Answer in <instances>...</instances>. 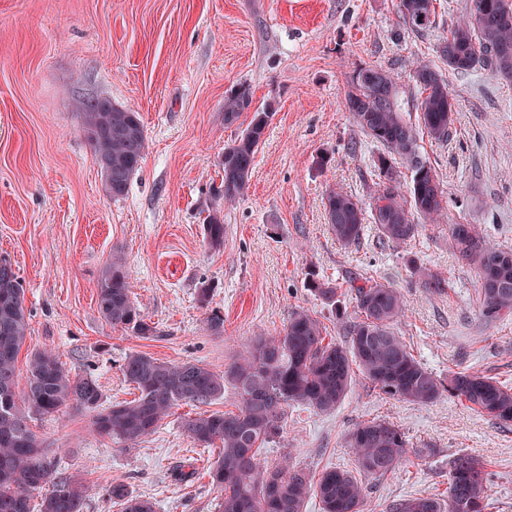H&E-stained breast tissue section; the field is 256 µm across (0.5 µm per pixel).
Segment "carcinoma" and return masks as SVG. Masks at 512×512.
Here are the masks:
<instances>
[{"label": "carcinoma", "mask_w": 512, "mask_h": 512, "mask_svg": "<svg viewBox=\"0 0 512 512\" xmlns=\"http://www.w3.org/2000/svg\"><path fill=\"white\" fill-rule=\"evenodd\" d=\"M403 25L419 34L433 23L434 0H399ZM512 11V0H471L469 15L456 22L437 47L454 71L481 67L505 82L512 81V20H495ZM420 89L416 111L420 124L408 122L398 103L391 73L378 66L356 70L344 96V108L359 130L382 146L374 159L379 188L369 203L371 218L384 239L402 245L418 231L416 218L436 221L444 214V190L431 166L419 154L420 130L438 141L448 140L456 112L455 101L442 73L428 64L414 68ZM249 87L242 85L224 97V124L232 125L251 110ZM253 111V110H251ZM273 111H253L246 129L225 145L222 155L224 193L231 204L249 187L255 158ZM82 127L95 163L112 161L101 170L106 192L124 196L140 168L146 149L138 112L112 106V111L88 105ZM410 172L399 181V168ZM328 224L336 240L348 246L364 232L366 214L352 195L333 189L324 198ZM208 246L224 245V221L216 216L203 225ZM453 250L478 271L480 314L486 321L512 316V249L491 243L475 224L450 228ZM422 286L443 290V278L409 260ZM316 296L336 305L338 288L325 281L310 283ZM355 317L348 325L346 345L324 343L318 319L305 310L291 314L277 336H257L248 349L217 372L191 362L168 364L143 353L131 354L123 365L127 381L139 391L132 402L101 408V392L89 377L73 376L48 349L27 360L23 394L16 391V362L25 344L28 321L24 289L11 261L0 258V512H33L31 498L39 494L38 512H82L88 486L57 474L29 427L35 415H48L69 406L93 414L94 430L135 445L152 434L159 422L181 404L208 405L224 394V384L237 392L235 412H200L183 419L189 436L219 453L209 471L212 485L222 493L220 512H302L310 495L319 498L322 512H364L367 487L355 472L381 477L406 458L404 433L386 420L356 425L348 435L356 471L330 469L316 476L285 462L260 470L261 445L282 429L286 407L298 404L319 412L336 409L350 387L351 364L382 393L408 402L431 404L448 393L468 407L507 427L512 424V387L479 373L460 372L448 380L425 368L393 330L405 300L390 283L367 279L353 287ZM97 304L112 325L141 338L157 333L132 299L131 276L116 258L98 284ZM448 496H425L393 502L389 512H486L487 473L473 455L450 461ZM123 505L122 512H154L153 504L135 496L123 482L106 491Z\"/></svg>", "instance_id": "cac0c4a2"}]
</instances>
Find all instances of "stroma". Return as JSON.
<instances>
[{"label":"stroma","mask_w":512,"mask_h":512,"mask_svg":"<svg viewBox=\"0 0 512 512\" xmlns=\"http://www.w3.org/2000/svg\"><path fill=\"white\" fill-rule=\"evenodd\" d=\"M469 6L435 0L432 28L414 35L397 0H0V255L23 281L28 319L18 388L28 355L47 348L97 382L103 406L130 402L138 396L122 371L130 354L220 371L254 337L278 335L297 309L341 344L356 278L401 290L394 330L435 375L479 372L511 385L512 316L483 320L476 269L455 256L449 233L475 224L512 248V83L479 68L454 72L436 52ZM421 63L442 72L456 104L448 141L419 138L446 193L445 216L421 223L401 248L371 223L358 243L341 245L325 194L340 188L365 203L376 188V147L343 106L348 82L365 65L390 71L414 122L412 74ZM242 84L253 107L272 108L273 117L246 194L226 207L219 161L251 115L225 125L224 97ZM100 99L139 112L146 135L141 168L119 199L105 190L77 110ZM320 155L327 167L317 165ZM218 208L224 245L215 250L203 221ZM116 257L155 336L112 326L98 309V282ZM412 260L445 278V291L423 288ZM313 274L338 286L335 305L309 290ZM215 316L224 321L217 333L206 328ZM352 375L334 411L288 407L282 432L259 452L261 466L287 459L316 475L353 469L348 432L384 419L401 429L409 452L392 472L367 479L365 512L447 496L448 462L462 453L485 464L487 512H512V426L448 395L410 403L382 394L360 370ZM195 412L174 409L130 448L68 407L33 430L55 469L89 486L83 512H120L106 495L115 481L156 512H219L208 475L218 450L198 447L181 426Z\"/></svg>","instance_id":"35a3bbf8"}]
</instances>
